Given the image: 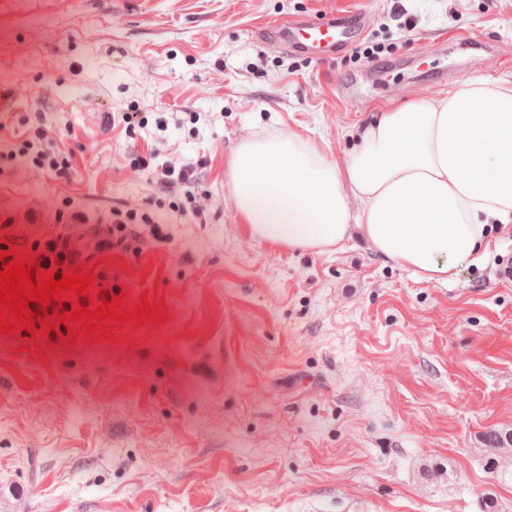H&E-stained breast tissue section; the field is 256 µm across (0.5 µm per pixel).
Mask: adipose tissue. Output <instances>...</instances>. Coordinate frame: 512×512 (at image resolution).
I'll list each match as a JSON object with an SVG mask.
<instances>
[{
  "label": "adipose tissue",
  "mask_w": 512,
  "mask_h": 512,
  "mask_svg": "<svg viewBox=\"0 0 512 512\" xmlns=\"http://www.w3.org/2000/svg\"><path fill=\"white\" fill-rule=\"evenodd\" d=\"M230 178L252 237L324 252L353 233L442 286L512 224V83L475 77L435 99L396 104L337 162L296 132L239 145Z\"/></svg>",
  "instance_id": "adipose-tissue-1"
}]
</instances>
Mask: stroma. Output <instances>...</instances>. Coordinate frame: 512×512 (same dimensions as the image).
<instances>
[{
	"label": "stroma",
	"mask_w": 512,
	"mask_h": 512,
	"mask_svg": "<svg viewBox=\"0 0 512 512\" xmlns=\"http://www.w3.org/2000/svg\"><path fill=\"white\" fill-rule=\"evenodd\" d=\"M359 8L372 63L263 36ZM473 77L512 82V0H0V87L23 90L0 115V214L163 220L138 225L139 253L86 245L77 265L158 323L54 348L0 336V512H480L490 492L512 512V455L488 466L482 441L512 430V225L440 287L357 234L324 253L251 238L229 178L254 136L341 161L386 106ZM40 131L68 177L19 157ZM153 151L193 167L198 214L141 171Z\"/></svg>",
	"instance_id": "obj_1"
}]
</instances>
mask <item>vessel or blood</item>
<instances>
[{"mask_svg": "<svg viewBox=\"0 0 512 512\" xmlns=\"http://www.w3.org/2000/svg\"><path fill=\"white\" fill-rule=\"evenodd\" d=\"M362 17L326 15L271 23L267 36L288 50L324 62L351 49L360 39Z\"/></svg>", "mask_w": 512, "mask_h": 512, "instance_id": "vessel-or-blood-1", "label": "vessel or blood"}]
</instances>
